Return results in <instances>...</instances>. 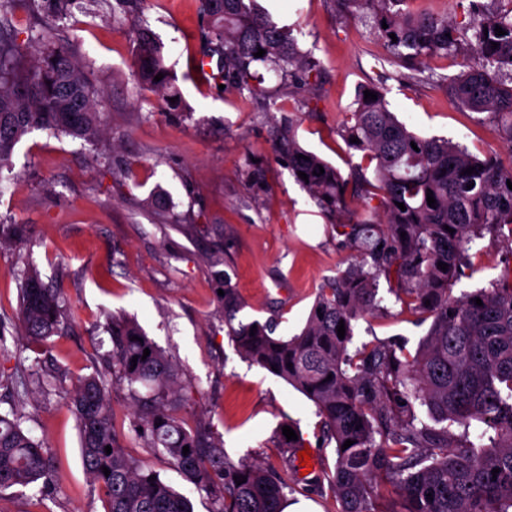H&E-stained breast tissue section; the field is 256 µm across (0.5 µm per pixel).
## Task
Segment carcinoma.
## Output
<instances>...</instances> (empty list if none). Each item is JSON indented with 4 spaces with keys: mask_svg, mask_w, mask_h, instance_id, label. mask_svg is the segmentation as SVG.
Segmentation results:
<instances>
[{
    "mask_svg": "<svg viewBox=\"0 0 512 512\" xmlns=\"http://www.w3.org/2000/svg\"><path fill=\"white\" fill-rule=\"evenodd\" d=\"M24 2L0 0V169L35 129L87 142L100 135L98 91L70 46L19 42L8 32V14ZM403 2L336 0V11L371 10L377 22H386L380 34L405 82L419 80L426 59L458 60L457 73L439 77L451 101L487 114L512 145V7L491 10L481 0H468L469 20L458 24L408 15L399 8ZM201 15L199 55L216 61L214 80L254 97L263 66L303 105L318 99L319 62L246 0H201ZM137 42L139 80L166 93L171 76L161 51L144 28ZM260 48L265 54L254 56ZM159 73L164 77L156 82ZM366 90L377 99L364 100ZM339 136L359 158L346 178L304 149L291 130L279 132L278 158L321 212L336 219L331 228L355 252L353 262L318 288L305 324L289 338L273 335L270 322L238 318L245 304L224 278L227 335L243 359L268 372L278 369L274 376L317 408L323 438L335 443L329 481L339 512H375L383 486L397 495V512H512V266L486 288L453 294L473 275L469 250L476 240L506 228L512 242V157L506 164L495 156L479 158L448 139L415 133L389 109L386 89L378 84L358 89ZM354 137L359 142H350ZM321 167L324 173L315 175ZM469 167L474 172L463 173ZM300 171L308 180L298 177ZM354 198L366 201L367 216L345 218ZM440 262L448 269H439ZM382 278L394 303L431 319L413 353L386 342L349 349L355 323L387 311L379 295ZM67 320L61 293L45 285L37 270L24 271L19 321L25 335L45 343L65 331ZM106 332L108 374L127 383L136 405L133 430L143 447L168 456L210 499V512H283L287 493L295 491L288 474H270L247 460L228 463L223 446L200 429H186L177 416L175 407L186 396L176 363L132 320L113 316ZM109 389L97 372L77 378L65 395L84 471L101 491L105 512H193L183 494L124 451ZM23 419L18 412L0 414V491L29 488L49 497L59 474L46 443L26 430ZM348 439L354 444L345 449ZM242 477L246 482L237 484Z\"/></svg>",
    "mask_w": 512,
    "mask_h": 512,
    "instance_id": "obj_1",
    "label": "carcinoma"
}]
</instances>
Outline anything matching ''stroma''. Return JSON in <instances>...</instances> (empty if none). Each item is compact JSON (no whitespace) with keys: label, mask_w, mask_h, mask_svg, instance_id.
Listing matches in <instances>:
<instances>
[{"label":"stroma","mask_w":512,"mask_h":512,"mask_svg":"<svg viewBox=\"0 0 512 512\" xmlns=\"http://www.w3.org/2000/svg\"><path fill=\"white\" fill-rule=\"evenodd\" d=\"M255 6L289 30L299 48L319 61L320 98L303 107L280 78L265 72L267 99L254 102L194 73L199 50L200 0H76L59 20L55 39L68 42L97 89L101 135L89 143L35 130L0 170V224H22L24 239L0 248V320L14 324L0 357L13 387L0 388V411L23 397L24 425L45 439L60 476L51 499L33 491L0 492V512H104L100 492L82 467L71 409L59 395L25 394L21 381L49 359L72 379L102 370L99 342L109 314L137 321L185 374L186 403L177 414L188 427H205L224 444L231 462L249 458L270 472L304 478L297 451L278 446L289 424L311 449L317 466L335 461L320 440L314 404L282 379L249 365L224 324L219 291L232 283L245 307L241 318L274 320L287 337L304 325L324 280L348 267L341 248L309 193L278 162L271 128L292 121L299 142L349 174L352 159L336 131L357 89L384 83L389 108L408 128L464 145L477 156L512 157L485 114L462 110L434 83L402 85L389 61L373 13L338 15L333 0H256ZM147 27L177 87V103L144 90L135 75L137 31ZM266 173L253 186V167ZM504 237L477 240V268L457 291L488 285L512 258ZM35 265L43 282L61 289L74 316L64 335L32 343L18 330V278ZM428 322L392 304L383 316L359 320L354 346L398 338L416 349ZM110 398L127 453L191 500L194 512L210 501L166 456L142 448L131 425L134 403L126 384Z\"/></svg>","instance_id":"35a3bbf8"}]
</instances>
